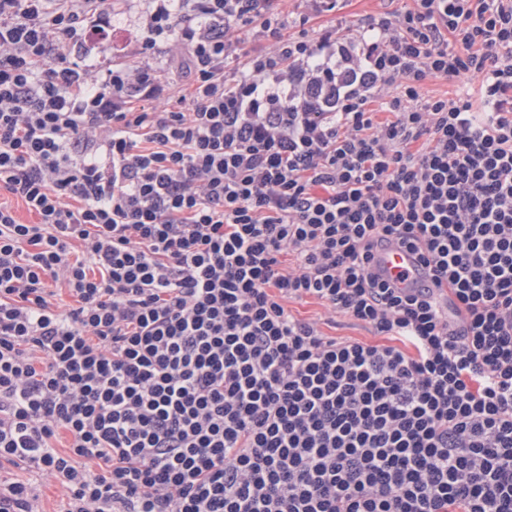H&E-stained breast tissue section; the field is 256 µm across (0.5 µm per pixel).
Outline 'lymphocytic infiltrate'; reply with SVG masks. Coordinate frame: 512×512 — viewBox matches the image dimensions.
<instances>
[{
	"instance_id": "obj_1",
	"label": "lymphocytic infiltrate",
	"mask_w": 512,
	"mask_h": 512,
	"mask_svg": "<svg viewBox=\"0 0 512 512\" xmlns=\"http://www.w3.org/2000/svg\"><path fill=\"white\" fill-rule=\"evenodd\" d=\"M304 2L331 29L147 0L103 71L111 0H0V192L35 217L0 201V464L59 512H512V0ZM411 0H349L341 11L351 26L356 27L364 16L383 10H400L411 5ZM375 264L384 276L392 279L401 277V287L412 288L426 279L425 269L412 254L396 243L383 246L376 254ZM288 308L298 317L312 318L318 321L321 330L327 336L346 337L368 343L381 340L379 336L373 334L369 327L354 322L341 314L328 311L312 300L290 302ZM28 477L32 493L38 495L43 512H55L60 501L59 489L35 472H31Z\"/></svg>"
}]
</instances>
